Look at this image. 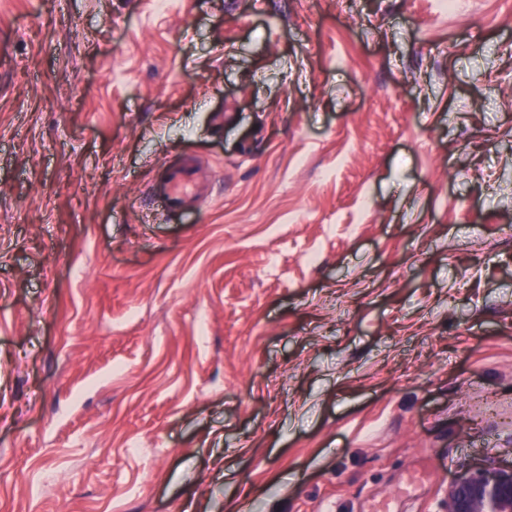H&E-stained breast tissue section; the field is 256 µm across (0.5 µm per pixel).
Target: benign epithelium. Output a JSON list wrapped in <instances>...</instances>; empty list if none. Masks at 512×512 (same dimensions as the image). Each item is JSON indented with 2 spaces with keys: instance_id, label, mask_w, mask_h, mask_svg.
Returning <instances> with one entry per match:
<instances>
[{
  "instance_id": "1",
  "label": "benign epithelium",
  "mask_w": 512,
  "mask_h": 512,
  "mask_svg": "<svg viewBox=\"0 0 512 512\" xmlns=\"http://www.w3.org/2000/svg\"><path fill=\"white\" fill-rule=\"evenodd\" d=\"M445 512H512V470L476 471L453 478Z\"/></svg>"
}]
</instances>
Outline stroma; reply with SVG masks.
Listing matches in <instances>:
<instances>
[{
    "label": "stroma",
    "instance_id": "obj_1",
    "mask_svg": "<svg viewBox=\"0 0 512 512\" xmlns=\"http://www.w3.org/2000/svg\"><path fill=\"white\" fill-rule=\"evenodd\" d=\"M504 466L512 0H0V512H444ZM158 188L167 212L182 215L197 196L195 170L193 167L168 169L158 183Z\"/></svg>",
    "mask_w": 512,
    "mask_h": 512
}]
</instances>
